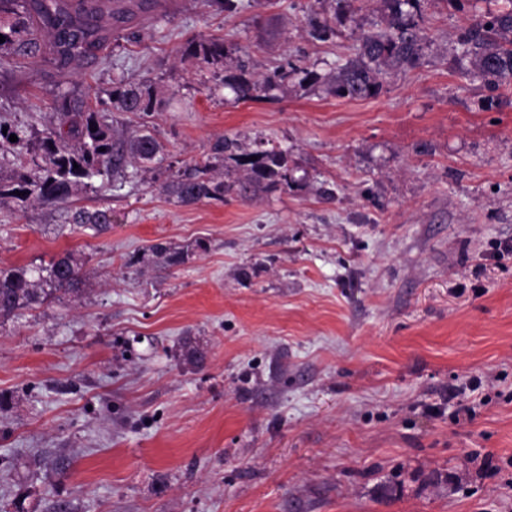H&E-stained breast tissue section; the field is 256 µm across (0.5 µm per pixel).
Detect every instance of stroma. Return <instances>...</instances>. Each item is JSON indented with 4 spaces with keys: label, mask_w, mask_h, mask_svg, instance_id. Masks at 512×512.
<instances>
[{
    "label": "stroma",
    "mask_w": 512,
    "mask_h": 512,
    "mask_svg": "<svg viewBox=\"0 0 512 512\" xmlns=\"http://www.w3.org/2000/svg\"><path fill=\"white\" fill-rule=\"evenodd\" d=\"M237 2L100 0L109 61L68 89L104 92L116 67L178 89L175 111L119 117L153 126L164 167L0 207V268L72 252L87 272L82 298L0 319V512H512V85L473 79L456 42L497 0H429L422 58L375 96L292 83L235 103L175 47L220 37L229 58L325 73L382 26L369 0ZM313 11L335 37L308 38ZM273 15L285 34L258 44ZM56 81L0 71V117L41 128ZM221 135L280 145L290 186L176 203L167 166ZM72 206L112 222L71 224Z\"/></svg>",
    "instance_id": "35a3bbf8"
}]
</instances>
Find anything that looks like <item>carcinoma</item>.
Masks as SVG:
<instances>
[{
    "instance_id": "cac0c4a2",
    "label": "carcinoma",
    "mask_w": 512,
    "mask_h": 512,
    "mask_svg": "<svg viewBox=\"0 0 512 512\" xmlns=\"http://www.w3.org/2000/svg\"><path fill=\"white\" fill-rule=\"evenodd\" d=\"M385 27L364 32L355 56L333 73L321 74L288 62L262 72L250 59H239L236 72L227 73L224 42L193 37L175 49L199 71L210 74L213 88H224L237 102L274 97V92L295 81L300 86H323L339 98L371 97L382 89L391 71L416 65L424 37L413 22L425 0H377ZM98 0H0V68L49 60L61 74L80 58H96L106 37L99 26ZM308 35L324 41L334 33L332 20L312 16ZM462 56L469 59L475 78L489 87L512 82V8L476 16L457 36ZM175 91L164 93L153 79L132 82L124 73L112 77L111 88L95 101L72 99L60 93L54 100L55 120L40 131L27 133L0 125V205L10 202L56 206L79 192L97 187L100 192L121 188L115 176L126 167L156 164L164 160L165 146L145 128L128 137L113 134L115 115L149 116L167 112ZM96 131H91V128ZM16 135L17 141L9 140ZM242 166L231 174L224 160ZM99 179V185L92 183ZM288 152L270 145L245 152L231 137L217 139L202 158L171 173L165 188L184 205L226 197L251 200L261 192L289 185ZM21 195H15V192ZM69 222L100 229L112 223V210H69ZM152 251L169 265L182 262L183 254L163 244ZM83 261L67 253L46 267L0 268V318L33 309L56 292L76 297L85 291Z\"/></svg>"
}]
</instances>
